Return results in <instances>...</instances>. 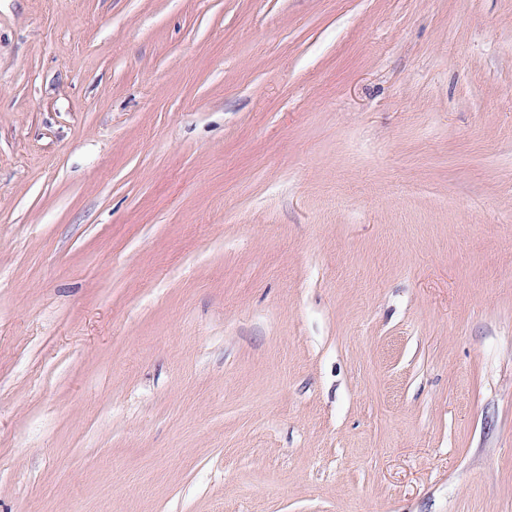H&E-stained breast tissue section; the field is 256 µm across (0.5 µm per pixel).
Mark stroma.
I'll return each instance as SVG.
<instances>
[{
  "instance_id": "stroma-1",
  "label": "stroma",
  "mask_w": 512,
  "mask_h": 512,
  "mask_svg": "<svg viewBox=\"0 0 512 512\" xmlns=\"http://www.w3.org/2000/svg\"><path fill=\"white\" fill-rule=\"evenodd\" d=\"M0 512H512V0H0Z\"/></svg>"
}]
</instances>
